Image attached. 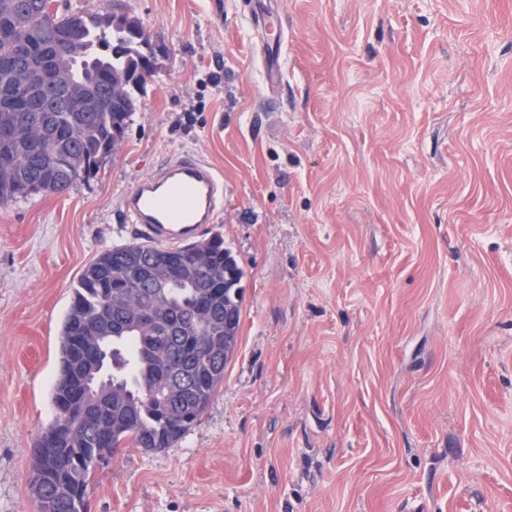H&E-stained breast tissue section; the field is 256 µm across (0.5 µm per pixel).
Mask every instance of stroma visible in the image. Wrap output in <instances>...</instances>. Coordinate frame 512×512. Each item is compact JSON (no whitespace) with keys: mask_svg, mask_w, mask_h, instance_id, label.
<instances>
[{"mask_svg":"<svg viewBox=\"0 0 512 512\" xmlns=\"http://www.w3.org/2000/svg\"><path fill=\"white\" fill-rule=\"evenodd\" d=\"M74 2L137 17L154 74L96 176L0 207V512H38L73 286L185 153L224 179L198 237L244 271L237 344L89 512H512V0Z\"/></svg>","mask_w":512,"mask_h":512,"instance_id":"obj_1","label":"stroma"}]
</instances>
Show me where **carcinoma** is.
<instances>
[{
  "mask_svg": "<svg viewBox=\"0 0 512 512\" xmlns=\"http://www.w3.org/2000/svg\"><path fill=\"white\" fill-rule=\"evenodd\" d=\"M55 0H0V25L52 39L55 55L76 43L85 52L72 59L78 77L100 98L97 109L77 112L44 96L38 124L23 112H0V128L21 131L34 125L19 142L0 139V206L44 193L39 187L51 178L61 191L80 178L98 174L103 159L122 141L128 121L137 110L138 93L147 78L140 74L148 59L142 49L140 20L123 14L124 25L114 29L104 14L80 6L63 10ZM123 44L121 59L130 73L124 96L114 98L102 77L105 59L116 53L113 41ZM155 245L132 243L102 252L82 271L73 288L72 302L59 338V372L53 388L55 407L79 406L86 395L89 357L83 336L99 328L125 341L112 347L108 375L127 391V399L111 401L100 396L92 405L95 417L72 432L60 419L46 429L33 452L31 488L39 512H88L87 491L96 465L94 457L115 455L117 448L171 447L205 412L224 380L232 353L209 359L195 349V329L187 318L195 295L183 281L171 288H149L146 279L156 256ZM210 266L224 272L212 299V329L236 337L241 321L244 272L220 235L212 237ZM125 298L124 309L112 310L113 291ZM152 310L151 323L139 331L124 321L128 311ZM179 368L184 390L173 402L151 398V390Z\"/></svg>",
  "mask_w": 512,
  "mask_h": 512,
  "instance_id": "cac0c4a2",
  "label": "carcinoma"
}]
</instances>
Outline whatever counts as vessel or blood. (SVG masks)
<instances>
[{
	"label": "vessel or blood",
	"mask_w": 512,
	"mask_h": 512,
	"mask_svg": "<svg viewBox=\"0 0 512 512\" xmlns=\"http://www.w3.org/2000/svg\"><path fill=\"white\" fill-rule=\"evenodd\" d=\"M223 179L193 155L169 160L141 179L123 199L124 211L152 243H184L213 223L223 207Z\"/></svg>",
	"instance_id": "obj_1"
}]
</instances>
